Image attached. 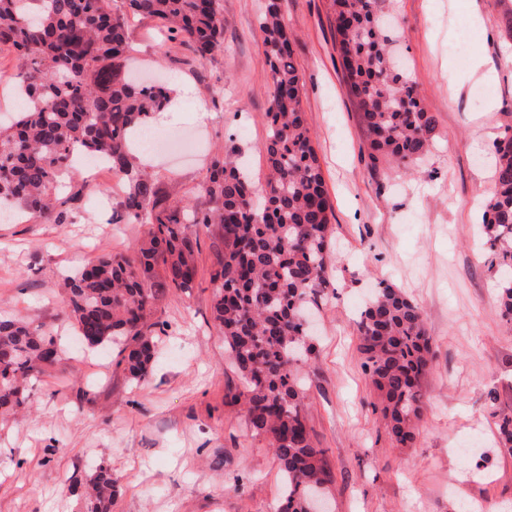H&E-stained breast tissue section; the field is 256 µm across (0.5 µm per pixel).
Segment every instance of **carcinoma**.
Masks as SVG:
<instances>
[{
	"label": "carcinoma",
	"mask_w": 512,
	"mask_h": 512,
	"mask_svg": "<svg viewBox=\"0 0 512 512\" xmlns=\"http://www.w3.org/2000/svg\"><path fill=\"white\" fill-rule=\"evenodd\" d=\"M110 2L0 0V53L21 61V93L30 102L0 127V204L63 222L55 192L76 154L102 156L123 177L125 217L151 225L150 238L134 255L103 257L67 280L63 312L88 347L117 346V365L135 381L146 379L155 353L148 321L156 269L164 273L162 287L189 292L198 275L197 227H219L224 251L209 273L211 315L243 381L226 399L245 403L251 431L274 448L285 476L283 512H311L331 473L305 413L301 368L313 352L305 310L326 298L332 284V206L302 107L304 84L293 63L285 0H265L260 18L272 89L261 146L268 170L262 198L236 150L227 149L210 161L191 204L162 209L153 179L131 160V136L168 106L171 90L125 75L127 13L162 22L168 39L203 62L224 50V6L222 0H124L128 12L118 13ZM330 7L370 159L406 168L417 163L433 146L436 124L391 60L385 0H331ZM494 153L482 228L501 279L498 313L511 325V128L496 140ZM356 325L385 431L393 443L411 444L424 415L421 380L433 358L422 311L382 283L360 308ZM63 360L43 326L0 318V418L18 414L34 382ZM489 400L500 445L512 452V410L499 408L494 395ZM84 495L88 512H112V471H96Z\"/></svg>",
	"instance_id": "carcinoma-1"
}]
</instances>
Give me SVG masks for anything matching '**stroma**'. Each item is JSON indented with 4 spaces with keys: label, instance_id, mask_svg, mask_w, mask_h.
<instances>
[{
    "label": "stroma",
    "instance_id": "1",
    "mask_svg": "<svg viewBox=\"0 0 512 512\" xmlns=\"http://www.w3.org/2000/svg\"><path fill=\"white\" fill-rule=\"evenodd\" d=\"M264 0H223L224 50L201 62L165 44L156 21L129 19L130 55L146 78L170 89L191 84L171 129L192 128L195 163L150 156L143 170L165 204L192 199L213 155L244 153L263 187L270 83L260 12ZM303 109L333 207L334 293L315 315L314 352L304 368L305 410L331 472V512H512V454L498 448L489 393L512 407V327L497 316L496 267L480 233L491 186L493 143L512 127V0H392L394 55L436 120L431 152L404 169L371 164L359 114L343 79L330 0H286ZM481 28H474L473 18ZM482 47L496 73V111L474 102L467 81L449 94L457 44ZM77 196L67 219L15 207L0 216V316L50 330L66 352L27 408L0 424V512H86L75 483L111 469L113 512H278L283 473L242 405L226 404L240 376L211 319L209 270L222 247L217 227L200 228L191 292L157 291L155 360L132 381L115 352L90 350L63 318L65 277L97 257L129 254L145 224H116L123 187L111 170L69 174ZM400 288L423 312L435 360L423 382L424 419L411 446L386 434L358 350L355 314L377 282ZM475 444L470 456L460 450Z\"/></svg>",
    "mask_w": 512,
    "mask_h": 512
}]
</instances>
